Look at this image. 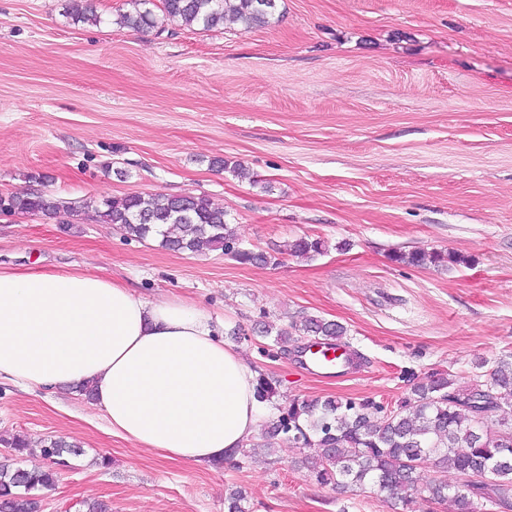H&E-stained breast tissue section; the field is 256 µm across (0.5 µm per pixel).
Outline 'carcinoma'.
<instances>
[{"instance_id":"1","label":"carcinoma","mask_w":512,"mask_h":512,"mask_svg":"<svg viewBox=\"0 0 512 512\" xmlns=\"http://www.w3.org/2000/svg\"><path fill=\"white\" fill-rule=\"evenodd\" d=\"M133 10L120 15V23L137 29L158 26L155 10L178 18L185 25L205 30L224 24L231 15L247 30L270 23L277 0H130ZM14 213L71 216L75 208L42 193L12 195ZM100 217L128 237L145 239L160 235L162 247L202 254L222 250L240 264H279L281 251L248 248L227 220L224 208L205 196L165 194L131 195L105 199ZM291 255L313 260L327 252L325 240L304 236L289 245ZM391 260L408 267L451 268L468 262L452 252L415 248L396 251ZM262 333L273 337L281 351L312 336L332 345L346 335V328L319 316L303 315L286 326L263 323ZM470 383L459 384L448 371H435L411 384L397 407L386 410L373 400H299L277 407L269 420L262 447L279 438L310 449L304 462L316 481L339 490L370 484L375 491L398 502L403 512H414L420 470L432 461L442 471H453L457 482L429 481L425 489L435 503L451 502L454 512H512V353L493 362L473 363ZM276 382L261 376L257 395L269 402ZM51 460L78 456L75 446L54 439L43 448ZM477 472L490 482L474 485L468 476ZM52 468L29 470L0 461V512H37L33 492L54 485Z\"/></svg>"}]
</instances>
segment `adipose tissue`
I'll use <instances>...</instances> for the list:
<instances>
[{
	"label": "adipose tissue",
	"instance_id": "adipose-tissue-1",
	"mask_svg": "<svg viewBox=\"0 0 512 512\" xmlns=\"http://www.w3.org/2000/svg\"><path fill=\"white\" fill-rule=\"evenodd\" d=\"M0 378L88 385L114 433L195 464L235 454L262 415L256 373L206 309L82 272L0 269Z\"/></svg>",
	"mask_w": 512,
	"mask_h": 512
}]
</instances>
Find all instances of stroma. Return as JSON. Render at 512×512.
<instances>
[{
	"label": "stroma",
	"mask_w": 512,
	"mask_h": 512,
	"mask_svg": "<svg viewBox=\"0 0 512 512\" xmlns=\"http://www.w3.org/2000/svg\"><path fill=\"white\" fill-rule=\"evenodd\" d=\"M0 0V194H50L70 218L0 213V267L88 271L149 299L177 296L244 338L277 383L265 418L293 398L397 406L418 380L460 383L476 358L512 352V0H277L272 23L205 30L160 18L122 25L129 0ZM242 162V179L221 160ZM204 195L259 250L305 235L327 253L244 265L222 251L131 240L86 204L128 195ZM467 256L450 269L391 251ZM311 314L346 327L353 373L323 378L257 335ZM18 466L42 446L82 454L38 491V512H395L365 486L341 495L304 467L305 449L245 443L190 465L113 435L85 396L0 380V436Z\"/></svg>",
	"instance_id": "35a3bbf8"
}]
</instances>
